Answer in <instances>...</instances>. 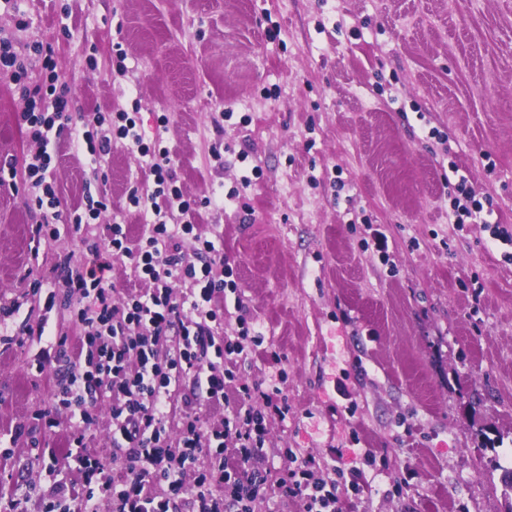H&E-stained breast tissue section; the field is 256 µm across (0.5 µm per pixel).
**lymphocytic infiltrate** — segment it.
<instances>
[{
  "instance_id": "1",
  "label": "lymphocytic infiltrate",
  "mask_w": 512,
  "mask_h": 512,
  "mask_svg": "<svg viewBox=\"0 0 512 512\" xmlns=\"http://www.w3.org/2000/svg\"><path fill=\"white\" fill-rule=\"evenodd\" d=\"M41 59L44 75L32 80L33 59ZM0 82L12 85L26 102L20 124L36 150L26 166L28 209L49 213L59 205L52 182L53 158L48 150L53 130H70L76 150L90 156L106 154L113 139L128 141L148 157L157 178L158 200L146 203L132 195L136 207L150 206L154 213L175 210L186 214L189 200L174 184L173 159L168 149L152 151L128 113H120L116 129L96 116L82 128H71V99L55 71L52 49L43 42H19L15 33L0 31ZM80 257L64 255L59 263L66 290L34 293L45 296L46 309L62 307L84 328L74 356H67L66 336H49L56 354L35 359L36 372L55 368L60 377L48 408L34 413L31 422L11 431V440L35 437L40 430L67 423L69 445L76 450L85 491L57 482L56 460L43 461L53 477L45 512H97L100 492L112 494V512H257L268 500L263 466L266 417L287 415L282 399V374L266 382H242V366L253 353L244 340L262 345L251 322L238 318L237 335L223 333L224 309L220 302L232 270L215 241L198 235L194 225H153L137 246H130L122 225H104L100 236L83 242ZM132 259L149 289L129 293L122 307L111 302L114 289L105 278L112 258ZM192 282L189 295L174 297L171 281ZM108 404L112 416V453L125 454L129 472L114 478L103 459L87 447L96 423V411ZM227 405L222 426L211 427L202 418L204 409ZM181 414L177 443H170L168 423L173 412ZM206 457L193 482H186L188 464ZM337 479L318 474L312 458L302 459L284 472L277 484L281 497L302 502L303 512H341Z\"/></svg>"
}]
</instances>
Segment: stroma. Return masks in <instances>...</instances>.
Masks as SVG:
<instances>
[{
  "instance_id": "stroma-1",
  "label": "stroma",
  "mask_w": 512,
  "mask_h": 512,
  "mask_svg": "<svg viewBox=\"0 0 512 512\" xmlns=\"http://www.w3.org/2000/svg\"><path fill=\"white\" fill-rule=\"evenodd\" d=\"M18 14L20 40L52 47L74 123L126 112L171 152L194 201L185 221L233 269L224 332L245 316L279 354L241 372H285L288 414L264 443L267 512H302L275 487L286 448L358 473L342 512H505L512 245L448 215L464 183L512 226V0H0V28ZM23 107L0 83V158L19 170ZM50 147L56 240L35 244L23 192L0 186V304L21 307L0 343L5 434L56 379L32 370L43 345L27 327L80 334L30 292L61 289V257L82 249L71 217L93 195L131 239L154 220L129 200L156 188L136 149L116 141L95 162L65 131ZM36 454L23 439L0 462L15 512L44 510Z\"/></svg>"
}]
</instances>
